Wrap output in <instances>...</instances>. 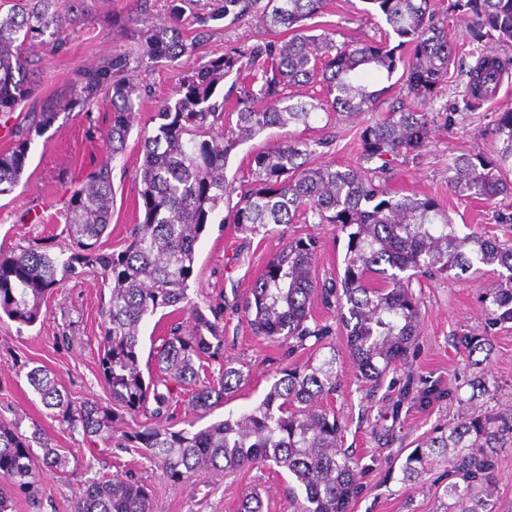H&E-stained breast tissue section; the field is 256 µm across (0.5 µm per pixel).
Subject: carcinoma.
<instances>
[{
	"label": "carcinoma",
	"mask_w": 512,
	"mask_h": 512,
	"mask_svg": "<svg viewBox=\"0 0 512 512\" xmlns=\"http://www.w3.org/2000/svg\"><path fill=\"white\" fill-rule=\"evenodd\" d=\"M136 14L112 18L128 25L150 61L191 57L207 41L210 22L254 20L267 34L248 48L228 51L183 73L176 100L157 109L161 123L143 140L144 159L137 177L144 220L120 252L103 253L98 241L109 227L113 191L111 168L102 163L74 181L67 201V249L58 253L20 246L0 251V312L22 325L43 315L47 298L67 278L86 273L111 288L101 311L98 368L110 400L77 402L59 388L51 371L35 366L27 381L51 410L52 418L92 443L135 453L165 470L173 482H186L205 470L233 473L254 464L283 468L303 497L300 512H349L363 490L364 468L342 448L343 428L324 400L338 388L336 349L327 339L331 325L313 314L314 302L337 311L346 332V349L361 381L375 388L418 345L419 300L413 279L461 278L496 265L497 280L483 303L492 324L512 322V244L478 233L459 235L438 198L399 196L375 182L371 169L317 163L310 143L288 139L250 155L247 178L226 175L230 154L267 129L310 127L322 111L327 118L371 112L393 87L404 96L398 108L363 127L361 159L415 157L426 146L432 117L424 110L438 98L454 52L447 21L433 12L431 0H368L399 38L338 43L327 24L311 20L325 14L326 0H214L212 9L192 16V35L181 18L193 0H172V19L150 20L149 0H136ZM470 14L472 37L512 43V0H456ZM85 10V0H0V113L16 111L31 97L38 62L26 52L34 44L64 50L69 29ZM393 85L372 89L363 81L372 69ZM129 55L117 53L101 69L67 85L54 102L28 113L18 124L14 146L0 153V196L20 184L32 136L55 122L58 111L78 105L92 112L109 99L112 126L107 148L122 152L141 109V89L128 76ZM512 58H478L466 73L459 96L470 108L495 95ZM234 76L221 99L217 85ZM318 83L322 94L302 100L291 89ZM491 155L456 157L448 164V189L460 199L492 200L512 193V109L497 113ZM228 222L258 235L283 224H333L347 236L343 275L318 283L319 241L292 238L256 278L242 309L251 331L292 350L313 341L314 355L280 372L252 409L207 427L176 429L174 390L184 392L194 412L206 411L231 395L246 378L224 359V299L200 307L188 290L196 244L220 205ZM187 311L191 329L170 327L154 353V372L140 365L141 325L158 310ZM487 337L464 334L457 349L470 356L486 350ZM328 354L321 355L322 350ZM219 366L218 372L210 366ZM130 417L124 431L115 422ZM146 421H138L139 417ZM42 449L37 457L34 447ZM512 454V411H484L457 418L421 441L405 458L403 479L416 481L446 464L448 483L439 498L443 512H493L487 488L501 456ZM68 473L67 455L54 448L41 426L30 434L0 420V512H8L12 490L34 487L35 460ZM452 503H446V500ZM74 512H153L147 487L133 477L102 475L81 484ZM236 512H263L254 492Z\"/></svg>",
	"instance_id": "obj_1"
}]
</instances>
